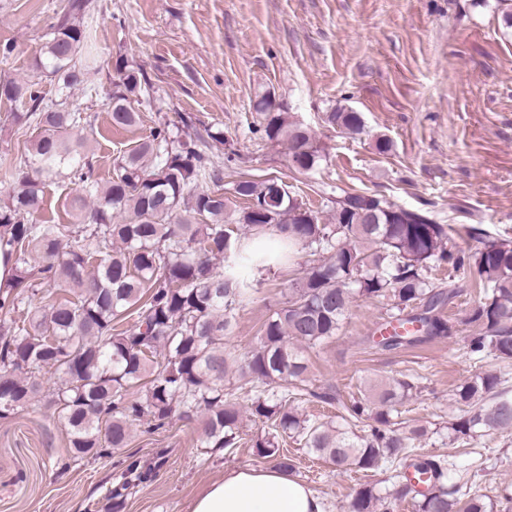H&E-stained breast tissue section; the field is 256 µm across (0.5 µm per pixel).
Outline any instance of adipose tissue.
Returning a JSON list of instances; mask_svg holds the SVG:
<instances>
[{
	"label": "adipose tissue",
	"mask_w": 512,
	"mask_h": 512,
	"mask_svg": "<svg viewBox=\"0 0 512 512\" xmlns=\"http://www.w3.org/2000/svg\"><path fill=\"white\" fill-rule=\"evenodd\" d=\"M190 512H325L322 499L306 484L279 469L239 468L208 483Z\"/></svg>",
	"instance_id": "1"
}]
</instances>
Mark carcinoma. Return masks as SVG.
<instances>
[{"mask_svg":"<svg viewBox=\"0 0 512 512\" xmlns=\"http://www.w3.org/2000/svg\"><path fill=\"white\" fill-rule=\"evenodd\" d=\"M91 0H68L35 59V69L70 90L85 89L97 72L92 55ZM111 97L115 127L133 126L140 114L131 100L142 92L137 71L121 62ZM17 129L38 133L14 168V189L0 200V254L12 276L0 284V419L34 405L57 413L68 426L76 459H107L124 448L132 425L201 420L207 448H235L243 413L271 432L252 442L253 454L286 473L293 459L280 448L297 438L310 454L341 472H385L402 467L426 476H406L384 496L373 483L354 491L348 512H509L512 492L491 498L468 485L476 470L461 471L441 455L410 459L427 434L410 429L394 406L416 395L418 385L397 378L375 395L361 394L341 423L311 421L297 402L335 395L307 388L304 352L341 331L357 299L382 302L387 321L376 344L388 349L445 335L450 327L436 309L455 292L435 284L430 272L449 264L475 271L491 288L463 321L480 326L470 352L512 362V240L483 243L475 251H452L448 226L430 215L384 197L348 192L328 184V223L290 191L278 192L276 177L237 181L221 188L224 170L195 141H183L169 125L113 159L112 177L91 175L87 155L71 145L73 131L90 123L64 101L48 105L36 84L0 79V101ZM268 141L286 146L288 168L317 169L323 149L315 132L271 95L254 102ZM328 121L351 134L364 122L352 110L336 109ZM78 178L80 189L66 204L76 224H44L45 179ZM246 206L236 223H224L235 200ZM274 236L278 248L266 250ZM296 264L288 298L265 320L255 345L238 354L227 346L239 312L254 300L256 283L245 270ZM131 320L125 328L117 324ZM249 386L246 411L234 402ZM462 413L448 423V438L467 440L481 432H512V389L487 371L455 390ZM161 462L132 459L108 490L110 512H123L132 491Z\"/></svg>","mask_w":512,"mask_h":512,"instance_id":"obj_1","label":"carcinoma"}]
</instances>
